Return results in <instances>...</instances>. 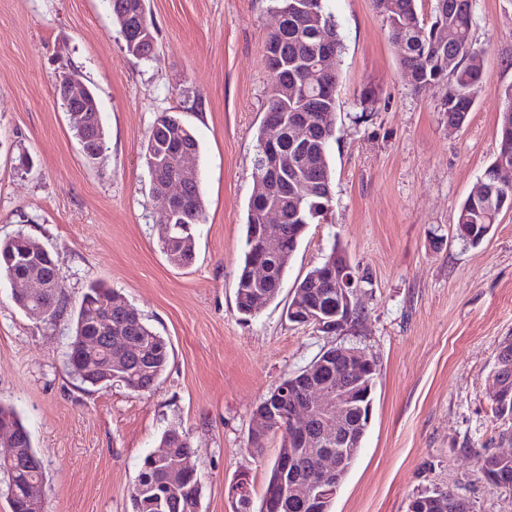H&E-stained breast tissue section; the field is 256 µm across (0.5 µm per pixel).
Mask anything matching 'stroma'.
Instances as JSON below:
<instances>
[{
    "instance_id": "35a3bbf8",
    "label": "stroma",
    "mask_w": 512,
    "mask_h": 512,
    "mask_svg": "<svg viewBox=\"0 0 512 512\" xmlns=\"http://www.w3.org/2000/svg\"><path fill=\"white\" fill-rule=\"evenodd\" d=\"M272 0H146L150 59L127 55L106 0H0V239L24 232L54 256L66 309L40 322L0 282V402L22 416L45 467L46 512H131L143 458L165 431L187 433L198 512H230L225 489L263 458L245 449L253 409L321 349L353 344L378 363L361 451L329 512H406L424 490L471 512H512L477 456L511 442L492 412L488 374L512 337V210L478 246L455 235L459 206L494 160L512 84V0H473L484 82L464 125L449 128L443 86L415 91L373 0H326L342 39L333 200L291 258L279 297L250 318L235 304L255 132L265 116L264 37ZM96 94L106 149L87 162L55 92L62 70ZM374 88L379 101L363 111ZM194 131L205 217L191 266L159 244L163 202L142 158L156 118ZM27 155L19 167V155ZM342 249L369 284L338 335L288 321L298 282ZM105 282L169 342L159 385L137 395L71 377L65 352L87 286Z\"/></svg>"
}]
</instances>
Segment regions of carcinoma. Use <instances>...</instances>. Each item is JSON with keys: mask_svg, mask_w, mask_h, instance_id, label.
<instances>
[{"mask_svg": "<svg viewBox=\"0 0 512 512\" xmlns=\"http://www.w3.org/2000/svg\"><path fill=\"white\" fill-rule=\"evenodd\" d=\"M112 13L121 27L125 52L135 58L151 56L155 44V30L146 12L144 0H108ZM280 15L279 25L267 33L264 54L278 53L282 67L277 73L267 74L268 99L266 113L278 116L281 127L279 152L281 174L263 179L267 189L259 195H251L247 204V222L243 256L236 277L235 301L237 311L253 316L254 308L274 302L281 291L288 263L296 251L309 225L327 218L333 196V176L329 165V150L335 139L338 97L324 95V74L320 66L322 48L318 34L322 30L334 39L336 50H341L340 35L333 15L328 12L324 0H276ZM375 8L382 16L388 34L401 49L399 64L402 70L413 69L417 73L413 86L424 90L434 83L444 82L447 95L441 111L448 121H466L474 105L473 94L483 84V63L464 62L455 59V48L448 43V30H454L458 40L470 42L472 13L463 9L460 0H434L430 15L420 13L417 0H374ZM505 106L500 115L497 137L499 152L495 160L507 156L512 159V85L499 90ZM312 109L316 123L312 129L313 150L301 157L294 153L291 140V124L297 113ZM76 139H84L95 147L96 160L105 151V132L101 118L94 112L81 116V124H71ZM268 135V127L261 124L256 132V153L253 162V181L262 174L263 154L261 147ZM198 152V141L190 126L178 116L168 113L159 115L143 147L145 165L150 171L152 189L161 192L173 180L183 184L184 200L167 217L160 220L159 242L163 252L175 265L188 266L195 259V239L191 226L205 221L204 201L198 176H182L178 157ZM275 208L284 217L278 225L282 241L281 250L275 255L261 256L255 251L256 225L261 222L264 208ZM512 209V193L502 197L491 189V180L485 178L476 184L461 204L455 232L458 238L478 246L483 242L481 231L485 224L498 223L503 210ZM261 261L269 268L264 280L252 277V266ZM48 279L53 283L50 292L42 297L31 298L23 293L12 297L13 302L30 317L37 320L53 319L62 314L64 294L61 280L56 278V268L44 257L40 242L19 232L0 240V279L12 284L18 279ZM297 288L302 298L291 299L286 308L288 321L304 326H315L314 320H298L296 316L314 309L313 316L336 321V289L334 280L319 265L306 273ZM112 313V328L116 335L130 341L139 357L129 361L124 355L122 342L112 344V366L117 373L116 382L132 393L143 394L157 386L169 361L166 339L144 322L141 315L126 298L101 281L88 285L80 308L72 320L71 342L64 361L68 372L83 379L88 362L82 352L83 340L100 335L99 325L88 318L89 310ZM328 352L321 351L304 368L282 379L261 402L274 400L280 386H288L292 393L299 386L300 375L308 372L306 383L322 381L324 362ZM288 411L274 408L270 416L269 431L247 435L245 449L254 457L261 458L280 425L286 423ZM10 424L23 431L17 442L23 455L35 453L31 435L20 414L11 405L0 403V424ZM367 423L351 427L353 442L346 449L349 460H356ZM159 447L167 448L174 455L190 451L188 436L177 430L165 432ZM322 448L336 451V436L321 428L313 429L311 440L300 449L297 461H305ZM479 473L487 481L500 473L512 474V458L501 459L493 453L478 455ZM9 484L18 492L45 481L42 471L37 473L16 467L6 471ZM201 495L200 477L195 472L172 478L160 459L150 453L144 457L135 478L131 493L132 512H198ZM428 512H470L468 504L460 499L455 508L448 510V499L430 501Z\"/></svg>", "mask_w": 512, "mask_h": 512, "instance_id": "cac0c4a2", "label": "carcinoma"}]
</instances>
